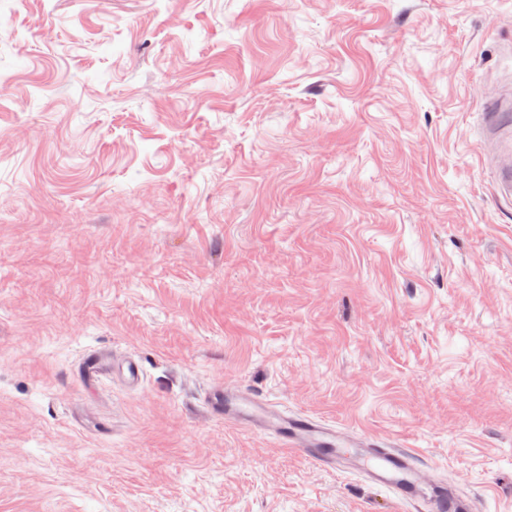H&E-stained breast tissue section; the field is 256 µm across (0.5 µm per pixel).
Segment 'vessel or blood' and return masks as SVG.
<instances>
[{
    "mask_svg": "<svg viewBox=\"0 0 512 512\" xmlns=\"http://www.w3.org/2000/svg\"><path fill=\"white\" fill-rule=\"evenodd\" d=\"M112 373L127 387L140 384V366L133 357L115 363ZM205 403L225 423L274 437L282 447L323 468L343 467L359 473L372 484L391 491L399 503L421 505L423 512H475L469 497L448 489L446 484L428 482L410 452L387 446L381 437L351 436L318 417L286 414L243 388L210 392Z\"/></svg>",
    "mask_w": 512,
    "mask_h": 512,
    "instance_id": "obj_1",
    "label": "vessel or blood"
}]
</instances>
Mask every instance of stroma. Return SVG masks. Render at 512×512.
<instances>
[{
    "mask_svg": "<svg viewBox=\"0 0 512 512\" xmlns=\"http://www.w3.org/2000/svg\"><path fill=\"white\" fill-rule=\"evenodd\" d=\"M1 18L0 512H419L212 417L224 384L512 512V0ZM112 374L117 376L129 388L138 387L141 381L139 363L131 356L115 363L112 366Z\"/></svg>",
    "mask_w": 512,
    "mask_h": 512,
    "instance_id": "stroma-1",
    "label": "stroma"
}]
</instances>
